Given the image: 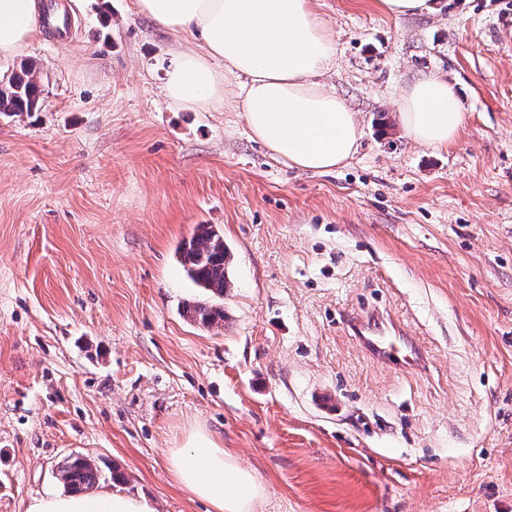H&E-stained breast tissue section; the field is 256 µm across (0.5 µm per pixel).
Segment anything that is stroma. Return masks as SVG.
<instances>
[{"label":"stroma","mask_w":512,"mask_h":512,"mask_svg":"<svg viewBox=\"0 0 512 512\" xmlns=\"http://www.w3.org/2000/svg\"><path fill=\"white\" fill-rule=\"evenodd\" d=\"M58 2L66 35L0 56L43 100L0 117V512L70 455L156 512H208L168 465L198 430L263 479L264 512H512V0H311L336 41L322 82L362 127L323 174L251 138L240 76L223 106L169 108L187 37L136 0ZM433 74L468 115L439 150L396 108ZM199 224L233 254L210 329L177 257ZM375 312L422 367L369 354L347 319ZM378 6L396 17L428 14L435 10L433 0H377Z\"/></svg>","instance_id":"1"}]
</instances>
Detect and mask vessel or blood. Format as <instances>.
Masks as SVG:
<instances>
[{
  "label": "vessel or blood",
  "mask_w": 512,
  "mask_h": 512,
  "mask_svg": "<svg viewBox=\"0 0 512 512\" xmlns=\"http://www.w3.org/2000/svg\"><path fill=\"white\" fill-rule=\"evenodd\" d=\"M349 326L371 356L383 363L416 367L421 363L419 347L387 316L376 313L353 316Z\"/></svg>",
  "instance_id": "obj_1"
}]
</instances>
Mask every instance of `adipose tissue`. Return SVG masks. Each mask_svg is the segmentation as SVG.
Returning <instances> with one entry per match:
<instances>
[{
	"label": "adipose tissue",
	"instance_id": "obj_1",
	"mask_svg": "<svg viewBox=\"0 0 512 512\" xmlns=\"http://www.w3.org/2000/svg\"><path fill=\"white\" fill-rule=\"evenodd\" d=\"M139 13L188 34L193 49L168 73L165 96L180 109L224 102V76L244 77L243 118L251 137L289 166L316 173L346 164L362 136L355 112L318 83L336 62L332 34L310 0H136ZM39 33L36 0H0V56ZM223 68H216V61ZM405 133L433 149L452 144L467 116L452 85L431 75L398 99ZM176 483L210 512H262L260 477L209 434H191L169 456ZM26 512H155L143 497L101 486L82 493L48 490Z\"/></svg>",
	"mask_w": 512,
	"mask_h": 512
}]
</instances>
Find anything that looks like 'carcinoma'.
<instances>
[{
    "mask_svg": "<svg viewBox=\"0 0 512 512\" xmlns=\"http://www.w3.org/2000/svg\"><path fill=\"white\" fill-rule=\"evenodd\" d=\"M41 89L34 65L24 63L19 70L0 78V115L20 116L41 107ZM179 262L188 278L204 290L207 298L188 306L186 313L195 323L212 328L224 324V297L228 285L227 267L231 254L224 235L209 224H200L177 249ZM59 479L69 490H90L106 479L91 460L75 457L59 466Z\"/></svg>",
    "mask_w": 512,
    "mask_h": 512,
    "instance_id": "obj_1",
    "label": "carcinoma"
}]
</instances>
